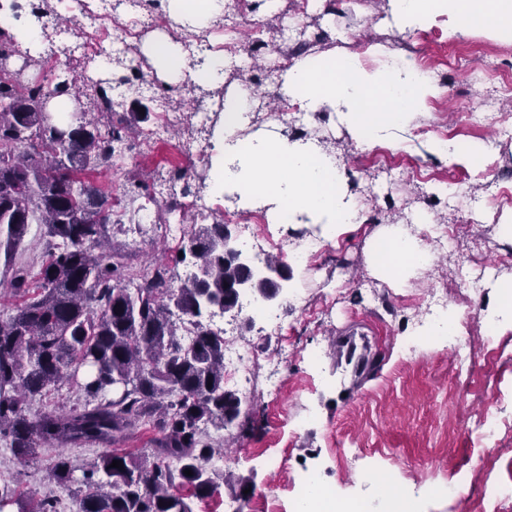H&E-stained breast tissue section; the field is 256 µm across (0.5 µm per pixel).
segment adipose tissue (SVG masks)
I'll return each mask as SVG.
<instances>
[{
  "label": "adipose tissue",
  "instance_id": "adipose-tissue-1",
  "mask_svg": "<svg viewBox=\"0 0 512 512\" xmlns=\"http://www.w3.org/2000/svg\"><path fill=\"white\" fill-rule=\"evenodd\" d=\"M389 4V22L405 28L421 27L447 14L489 19L512 30V0H389ZM168 6L175 19L194 29L224 13V0H168ZM436 91V85L419 76L410 62L372 76L347 56L325 63L298 61L282 85L285 96L301 99L308 109L338 110L340 120L368 146L386 139L389 131L409 126ZM248 100L247 93L239 91L224 102L212 137L211 193L219 198L237 194L246 209L272 206L281 224L307 216L328 240L360 228V206L340 191L343 174L334 155L310 141L275 135L242 137ZM370 246L380 275L398 285L407 270L429 266L433 260L416 237L395 227L377 229Z\"/></svg>",
  "mask_w": 512,
  "mask_h": 512
}]
</instances>
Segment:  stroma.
<instances>
[{
	"label": "stroma",
	"mask_w": 512,
	"mask_h": 512,
	"mask_svg": "<svg viewBox=\"0 0 512 512\" xmlns=\"http://www.w3.org/2000/svg\"><path fill=\"white\" fill-rule=\"evenodd\" d=\"M294 11L295 0H280L273 13L265 10L264 0H253L250 13L238 19L241 30L234 47L235 54L248 57L250 68L228 73L222 95L210 97L195 90L189 78L165 84L145 52L147 42L173 26L167 9L150 14L128 0L116 7L117 15L139 20L144 40L123 47L120 64L100 68L88 61L87 73L93 81L110 83L115 112H147L139 130L155 126L160 105H167L176 117L157 142L146 146L136 137L126 140L122 159L97 177L111 186L119 201L107 241L130 273L141 275L160 259L170 264L175 288L193 273L191 264L178 261V246L157 225L137 222L130 209L149 201L163 204L187 191L209 206V223L223 221L224 201L208 192L211 163L192 162L189 152H211L225 96L245 89L257 105L277 110L272 85L258 77L270 57L256 53L247 29L259 22L266 41L280 45ZM388 12L389 0H366L354 11L327 15L321 0H311L303 24L314 44L301 51L281 49L278 59L289 66L306 56L334 52L355 57L370 74L392 57L412 56L435 65L449 82L448 101L442 107L427 101L412 122L407 143L365 148L336 112L325 108L292 110L284 120L262 116L248 129L255 136L279 132L292 140H315L335 154L343 190L363 204V223L358 230L325 242L311 266L293 269L273 305L291 330L290 340L274 333L258 335L249 327L250 311L234 316L244 328L240 339L251 350L246 400L253 424L250 431L231 438L215 433L220 449L211 465L251 480L253 500L244 512H254V500L263 497L279 504L282 512H292L293 479L306 471L339 494L359 497L366 512H388L386 501L399 488L416 500L418 512H466L467 505L479 502L484 489L512 475V328L504 327L493 336L484 319L495 309L498 284L512 282V246L500 232L501 224L512 218V183L502 182L497 198L483 194L485 183L512 170V141L502 140L494 127L476 122L459 107L461 100H476L512 123V103L499 96L502 76L512 74V32L497 30L488 21L456 29L446 16L418 29L394 27L384 21ZM483 51L495 56L496 72L473 79L453 72L455 59ZM119 74L124 82H116ZM190 112L207 113V124L185 127L183 119ZM443 135L462 146L489 144L483 166L451 164L424 150L425 140ZM176 167L186 168L189 186L169 184L168 173ZM450 179L458 182L463 201L438 194V187ZM474 197L480 204L472 236L441 248V228L465 220L468 201ZM423 216L436 225V233L418 228ZM383 225L406 230L433 256L431 266L410 272L399 288L390 286L368 262L369 238ZM477 241L498 274L476 289L464 285L459 269L468 264ZM45 253L43 227L31 225L21 249L8 258L0 255V282H7L18 268L37 272ZM438 302L469 314L463 339L476 349H488V356L479 358L473 369L449 372L448 350L434 340L412 345L416 330L429 319V305ZM356 332L367 335L369 351L379 359L375 374L366 379L336 364L337 338ZM274 378L280 391L273 396L267 386ZM490 413L498 417L499 428L484 442L481 423ZM350 443L379 461L386 482L365 483L360 467L344 463L337 449ZM481 447L493 457L491 468L475 467ZM54 457V452L45 451L23 464L0 442V478L34 498L54 492L59 512H75L74 493L51 488L48 482ZM459 469L473 472L463 498L449 492Z\"/></svg>",
	"instance_id": "1"
}]
</instances>
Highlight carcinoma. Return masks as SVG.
<instances>
[{"instance_id":"carcinoma-1","label":"carcinoma","mask_w":512,"mask_h":512,"mask_svg":"<svg viewBox=\"0 0 512 512\" xmlns=\"http://www.w3.org/2000/svg\"><path fill=\"white\" fill-rule=\"evenodd\" d=\"M71 93L61 75L23 89L0 79V248L18 247L32 224L52 243L36 274L14 273L19 303L0 316V441L21 463L48 444L105 448L90 464L62 453L55 460L54 484L85 488L77 512H193L190 499L223 484L245 501L247 480L208 466L210 430L237 425L246 399L224 384V337L204 316L238 307L235 285L254 270L226 258L224 224H200L179 258L197 271L180 287L158 262L144 286L129 288L130 273L104 247L112 194L85 172L112 169L131 126L114 118L101 82L88 93L97 117L51 123L43 103ZM63 382L84 403L31 417L29 403ZM146 426L143 449L121 447ZM114 460L123 468L110 467ZM0 512H56V500L1 480Z\"/></svg>"}]
</instances>
